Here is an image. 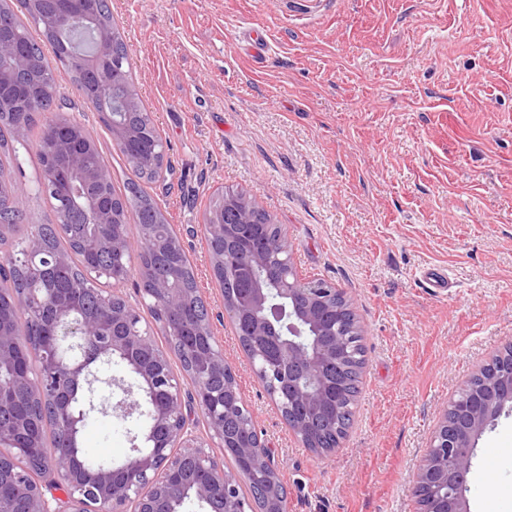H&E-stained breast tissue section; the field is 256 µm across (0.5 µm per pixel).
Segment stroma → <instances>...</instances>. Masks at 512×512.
I'll use <instances>...</instances> for the list:
<instances>
[{"label": "stroma", "mask_w": 512, "mask_h": 512, "mask_svg": "<svg viewBox=\"0 0 512 512\" xmlns=\"http://www.w3.org/2000/svg\"><path fill=\"white\" fill-rule=\"evenodd\" d=\"M170 166L149 193L179 237L288 512H418L411 489L449 400L512 344V0H108ZM270 36L265 53L242 29ZM116 190L133 173L69 79ZM28 131L15 178L52 222ZM245 193L301 274L342 288L366 346L355 417L332 452L289 432L251 369L202 224ZM447 271L437 293L425 269ZM140 421L95 414L86 448L124 461ZM495 456H488V449ZM470 512H512V415L476 447Z\"/></svg>", "instance_id": "obj_1"}]
</instances>
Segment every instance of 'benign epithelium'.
Here are the masks:
<instances>
[{"instance_id":"benign-epithelium-1","label":"benign epithelium","mask_w":512,"mask_h":512,"mask_svg":"<svg viewBox=\"0 0 512 512\" xmlns=\"http://www.w3.org/2000/svg\"><path fill=\"white\" fill-rule=\"evenodd\" d=\"M42 0H27L31 11L48 29L59 30L90 16L75 14L64 0L51 14L41 12ZM110 53L107 34L97 32L96 47L87 57L86 68L99 79L116 83L121 80L118 64L112 71L99 69V61ZM0 80L27 71L44 60L18 54L0 40ZM128 102L112 105L122 116L112 126L113 145L123 150L136 136V129L123 120ZM70 137L56 140L57 149L68 159L70 173L84 184H98L106 179V171L89 170L83 154L73 148ZM237 222L251 224L256 204L247 196L238 201ZM85 207L100 228L84 246L96 251L118 254L131 264L127 242L116 224L112 204L86 196ZM164 218L155 217L147 225V233L159 255L181 250L179 240L160 228ZM226 224L206 215L202 225L206 240L224 235ZM29 280L40 286L38 292H25L13 309L0 308V371L11 373V379L0 382V405L9 403L12 411L0 413V440L14 442L16 450L32 466L50 458L51 480L38 483L26 467L0 458V512H180L185 498L210 507L213 512H243L239 499V474L213 462L192 428L179 379L171 371L166 355L158 348L153 334L141 325L137 311L116 291L100 298L103 316L93 319L85 315L78 301L86 286L75 290L74 300L62 304L53 289L46 287L49 273L67 264L66 256L49 249L37 236L27 243L23 254ZM291 282L280 289L282 301L269 306L264 288H254L239 301H224V313L245 318L248 331L255 339H270L278 346V357L288 365L300 368L290 376L288 405L278 406L283 422L306 448H317L310 416L322 414L327 387L326 368L344 356L341 342L324 344L317 337L342 335V328L325 326L328 312L343 317L353 312L351 299L339 288L322 282L302 279L290 269ZM150 306L172 313H182L190 305L189 296L166 281H153L145 289ZM54 311L52 320L41 324L34 341L21 344L19 317L38 320L41 312ZM195 334L204 337L206 346L194 351L195 364L190 369L192 398L201 412L211 438L227 446L225 418L245 407L237 380L220 387L209 384V376L232 373L224 361V353L213 336L211 321L195 324ZM27 347L36 358L37 368L29 366L22 356ZM498 368L489 371L482 366L465 384L466 398L453 400L443 410L430 450L420 464L414 482L419 489L444 487L447 496L438 504L421 503V512H470L466 485L472 467L473 453L483 433L504 414L512 413V348L498 354ZM118 358L132 374V381L103 377L99 367L112 365ZM46 409L57 426L71 440L79 439L84 421L99 409H111L126 419L135 414L146 415L141 444L133 445L131 454L121 464L85 465L74 448L48 449L34 431L38 420L36 405ZM237 455L248 461H260L261 471L254 477L264 487L267 512H283V496L271 452H262L253 432L239 430L233 437ZM67 491V508L53 506L58 500L55 487Z\"/></svg>"}]
</instances>
